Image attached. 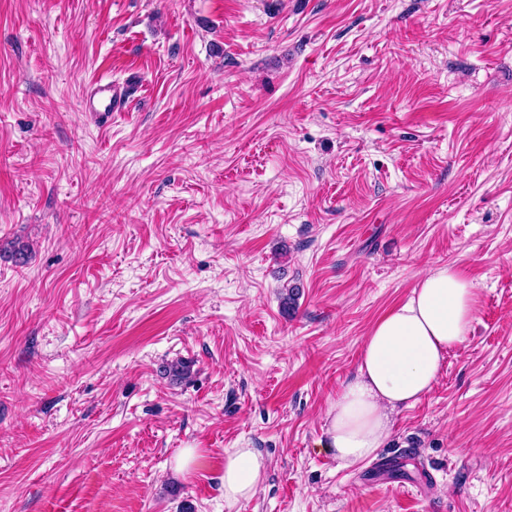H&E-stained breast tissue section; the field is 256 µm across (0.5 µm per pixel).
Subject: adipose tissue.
<instances>
[{"instance_id": "1", "label": "adipose tissue", "mask_w": 512, "mask_h": 512, "mask_svg": "<svg viewBox=\"0 0 512 512\" xmlns=\"http://www.w3.org/2000/svg\"><path fill=\"white\" fill-rule=\"evenodd\" d=\"M478 297L456 269H431L399 306L380 318L362 343L353 379L326 416L324 446L348 467L374 456L391 434L390 416L413 406L437 384L446 356L471 330ZM267 460L253 448L224 457V500L253 498Z\"/></svg>"}]
</instances>
